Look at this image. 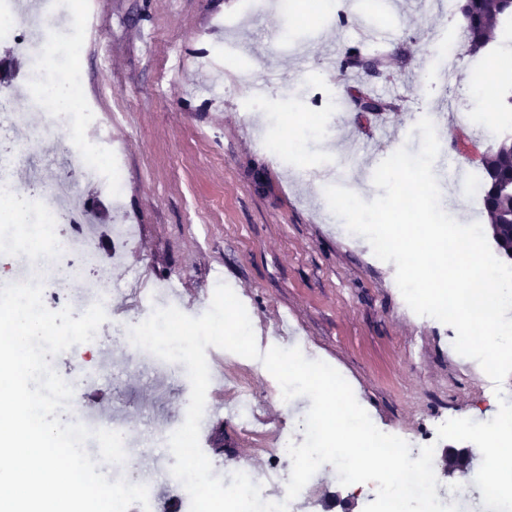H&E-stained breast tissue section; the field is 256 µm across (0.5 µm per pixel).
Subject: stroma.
Returning <instances> with one entry per match:
<instances>
[{
    "mask_svg": "<svg viewBox=\"0 0 512 512\" xmlns=\"http://www.w3.org/2000/svg\"><path fill=\"white\" fill-rule=\"evenodd\" d=\"M242 0H109L98 23L81 14L60 20L49 55L54 74L79 64L83 93L96 114L93 127L52 135L74 153L114 148L124 185L89 183L76 165L63 177L95 206L92 246L96 266L71 251L45 253L17 223H0V286L22 269L64 266L74 315L97 297L111 303L95 338L84 343V368L72 351L52 357L65 380L74 381V402L61 411L65 423L91 429L127 427L133 444L130 469L108 470L149 487L158 512L189 495L170 472L175 462L168 438L185 420L191 385L186 367L134 346L128 332L153 309L177 306L198 317L210 307L218 283L228 284L244 304L260 351L300 348L306 358L336 368L360 405L385 429L428 435L441 417L487 421L499 405L483 392L479 364L448 350L451 326L412 314L395 281L396 266L379 260L370 244L350 233L330 210L326 186L347 182L359 190L385 155L372 142L390 127L392 148L418 152L412 129L421 117L435 122L439 144L456 158L467 178L480 174V159L501 134L499 116L471 91L482 79L480 56L470 55L449 24L447 7L418 12L412 0H346L343 24L298 27L280 9L256 11L227 26ZM395 27L384 47L366 41L369 31ZM456 42L459 60L448 71L438 51ZM83 46L73 59L75 46ZM358 46L384 51L386 67L375 91L393 106L379 114L356 112L348 99L351 77L330 75L323 51ZM268 81L264 96L251 87ZM342 101L324 113L331 131L318 136L306 115L315 93ZM470 111L474 122L461 123ZM278 143L279 155L259 153L261 139ZM442 208L463 224L484 222L469 187L439 183ZM134 225L124 243L139 254L135 266L112 265V228ZM209 370L225 367L231 387L248 386L259 413L269 414L278 439H303L311 401L283 400L276 379L257 360L207 347ZM206 403L216 413L199 434L213 473L227 479L247 466L263 493L285 497L275 479L271 452H258L249 427L224 409V393L209 386ZM466 476H448L462 512H485L474 482L482 455L466 443ZM363 512L368 491L344 486L336 469L321 466L288 512H344L343 501Z\"/></svg>",
    "mask_w": 512,
    "mask_h": 512,
    "instance_id": "stroma-1",
    "label": "stroma"
}]
</instances>
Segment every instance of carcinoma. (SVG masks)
Listing matches in <instances>:
<instances>
[{
    "label": "carcinoma",
    "instance_id": "1",
    "mask_svg": "<svg viewBox=\"0 0 512 512\" xmlns=\"http://www.w3.org/2000/svg\"><path fill=\"white\" fill-rule=\"evenodd\" d=\"M512 19V0H467L459 22L468 44V52L476 55L498 40L500 27ZM383 55H367L359 48H349L338 60V69L366 77L351 89L353 101L368 99L369 111L385 112L388 104L372 89L367 79L382 65ZM482 200L491 224L492 238L498 251L512 250V134L505 136L482 162Z\"/></svg>",
    "mask_w": 512,
    "mask_h": 512
}]
</instances>
